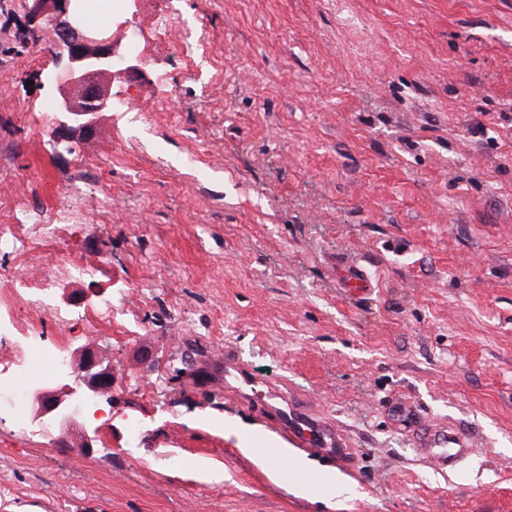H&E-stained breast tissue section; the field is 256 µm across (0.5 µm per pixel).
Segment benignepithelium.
I'll list each match as a JSON object with an SVG mask.
<instances>
[{
  "instance_id": "1",
  "label": "benign epithelium",
  "mask_w": 512,
  "mask_h": 512,
  "mask_svg": "<svg viewBox=\"0 0 512 512\" xmlns=\"http://www.w3.org/2000/svg\"><path fill=\"white\" fill-rule=\"evenodd\" d=\"M26 15L37 25L51 24L59 34L58 85L54 141L57 152L72 150L71 132L92 128L97 114L115 109L111 91L94 84L124 64L113 50L112 33L84 28L82 0H25ZM112 389V361L89 349L79 350L78 363L36 392L33 421L67 429L80 405L98 400Z\"/></svg>"
}]
</instances>
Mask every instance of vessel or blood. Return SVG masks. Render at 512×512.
<instances>
[{
    "instance_id": "vessel-or-blood-1",
    "label": "vessel or blood",
    "mask_w": 512,
    "mask_h": 512,
    "mask_svg": "<svg viewBox=\"0 0 512 512\" xmlns=\"http://www.w3.org/2000/svg\"><path fill=\"white\" fill-rule=\"evenodd\" d=\"M270 397L272 402L269 410L287 430L290 439L308 448L333 451L342 464H350V445L338 426L318 419L296 405L286 408L279 406L278 392H271ZM395 409L399 425L418 422L422 431L420 445L428 449L431 459L438 466H454L459 458L468 455L476 446V437L469 429L448 426L437 428L418 421L416 414L405 403H397Z\"/></svg>"
}]
</instances>
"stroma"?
Instances as JSON below:
<instances>
[{"mask_svg": "<svg viewBox=\"0 0 512 512\" xmlns=\"http://www.w3.org/2000/svg\"><path fill=\"white\" fill-rule=\"evenodd\" d=\"M84 9L121 53L129 26L172 19L113 72L119 111L58 155L55 48L0 0V225L61 231L33 260L48 296L0 300L22 335L0 361L31 336L115 379L61 432L18 424L0 373V512H512V0ZM352 263L369 291L345 287ZM106 297L124 326L97 316ZM228 350L335 421L352 467L293 443L264 398L241 406ZM390 402L465 425L475 453L433 469ZM252 448L287 449V476Z\"/></svg>", "mask_w": 512, "mask_h": 512, "instance_id": "1", "label": "stroma"}]
</instances>
